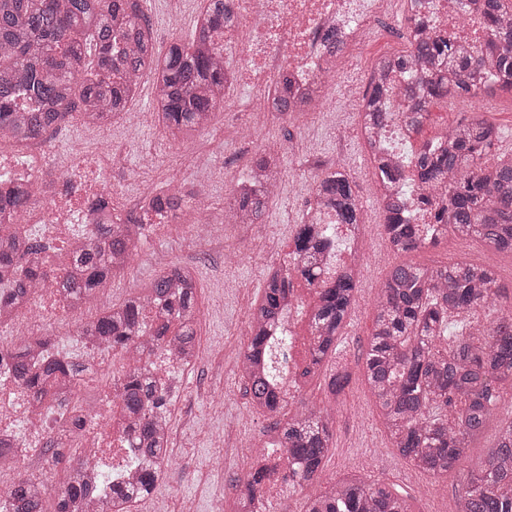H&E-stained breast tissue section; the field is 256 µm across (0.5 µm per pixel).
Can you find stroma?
Returning <instances> with one entry per match:
<instances>
[{
	"instance_id": "35a3bbf8",
	"label": "stroma",
	"mask_w": 512,
	"mask_h": 512,
	"mask_svg": "<svg viewBox=\"0 0 512 512\" xmlns=\"http://www.w3.org/2000/svg\"><path fill=\"white\" fill-rule=\"evenodd\" d=\"M204 0H193L191 9L171 16L166 0H154L151 22L158 56H165L170 44L189 36ZM377 40L360 51L348 53L341 62V77L328 90L325 104L334 109L337 124L350 122L338 103L344 91L363 94L367 74L375 63L404 52L407 34L401 24H379ZM248 90L227 102L217 112L214 125L195 133L182 144L168 140L162 131L148 125L138 129L113 120L105 128L76 120L50 133V158L85 146L113 144L119 158L112 171V184L122 198L139 202L148 192H157L167 178L194 187L206 183L210 214L219 220L232 186L244 180L246 164L262 148L277 149L283 156L281 188L271 201L263 223L225 224L208 245H200L190 234L194 217L183 214L161 234L142 240L122 277L112 285L109 303H120L141 288L161 268L177 264L194 269L197 280L200 362L182 386L189 399L174 417L171 446L174 450L169 473L154 492L140 502L138 512H151L157 501L177 505L194 501L196 512H215L224 500V484L238 467L232 456H219V449L231 447L244 438L256 447L268 442L269 415L251 408L239 379L240 355L247 342L248 311L259 299L264 274L271 264L283 262L294 248V234L308 203L313 175L334 166L337 152L349 151L344 168L361 202L360 223L372 237V251L365 256L366 268L357 286L356 303L345 323L336 353L303 387L299 398L336 412L333 448L323 462L318 480L304 488L273 499V512H299L309 494L328 491L345 473L366 481L382 480L404 497L410 512H458L464 491L465 473L433 479L418 473L393 448L379 409L362 374L364 353L374 328L373 301L386 270L395 257L390 254L382 232L378 179L363 141L343 142L327 132L321 145L308 149L299 125L270 121L253 124L251 113L238 109ZM478 116L494 125L506 154H512V92L497 90L480 100L463 104L442 100L429 109L420 134L408 145L419 152L446 127L462 118ZM409 261L428 266L477 263L492 268L501 286L512 291V253L499 252L477 240L464 241L450 235L437 246L410 253ZM349 373V383L340 395L328 387L336 371ZM223 465L217 475L208 467ZM200 479H193V472Z\"/></svg>"
}]
</instances>
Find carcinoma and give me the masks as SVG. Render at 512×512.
Instances as JSON below:
<instances>
[{"mask_svg": "<svg viewBox=\"0 0 512 512\" xmlns=\"http://www.w3.org/2000/svg\"><path fill=\"white\" fill-rule=\"evenodd\" d=\"M144 0H0V139L14 144L40 138L77 117L99 127L129 111L143 76L153 79L155 109L162 128L183 140L207 128L224 102L228 73L210 32L232 23L227 0H204L189 40L174 41L163 59L155 51L154 31ZM493 41L499 48L490 70L484 62L430 30L420 0L412 3L409 50L381 59L365 94L362 123L383 130L391 120L386 79H407L414 101L411 129L420 132L430 106L439 100L466 101L497 86L512 90V0H483ZM278 116L295 121L296 103L288 92L277 101ZM499 138L486 120L461 121L423 150L405 159L388 155L373 138L367 146L380 187L384 233L396 254L437 245L448 232L475 238L512 253V160H504ZM252 174L230 189L229 224H259L280 181L278 156L261 153ZM0 327L10 312L26 304L45 276L40 247L22 233L19 217L28 190L0 174ZM336 213L338 224L360 223V202L341 170L318 176L315 194ZM438 198L435 223L418 224L415 214ZM192 199L171 185L144 199L143 218L161 220L189 209ZM139 224H95L88 240L71 251L61 273L60 293L80 306L93 300L124 271L141 241ZM332 226L299 224L289 258L267 274L261 299L251 312L250 337L241 377L253 407L277 414L287 397L277 388L281 370L272 356L288 360V339L273 336L293 281H315L321 260L335 249ZM359 276L347 268L317 289L311 315L307 377L317 373L336 350L340 329L355 303ZM507 297L494 274L473 263L438 267L398 263L381 288L373 333L364 359V379L399 455L421 473L446 478L468 460L469 444L486 429L495 411L512 407V312H500L484 329L448 335V317L496 304ZM196 281L187 268L164 269L139 291L77 325L83 344L107 345L131 357L112 379V393L125 416L126 447L134 449L141 471L131 481L110 476L96 483L81 477L94 468L89 457L68 459L65 484L53 489L18 476L0 512H44L48 495L55 512H126L117 507L145 498L157 486L155 466L167 460L169 400L165 382L149 365L165 352L181 361L198 357ZM47 336H25L5 351L10 359L0 376L28 392L41 405L64 399L59 389L84 381L88 365L51 352ZM99 417L70 414L71 431L98 424ZM274 446L296 467L301 486L320 477L333 445L330 410L301 403L288 418L270 427ZM266 469H258L231 505L230 512H257ZM301 512H407L388 483L341 479L325 494L308 496ZM459 512H512V421L501 426L497 442L478 470L469 474Z\"/></svg>", "mask_w": 512, "mask_h": 512, "instance_id": "obj_1", "label": "carcinoma"}]
</instances>
